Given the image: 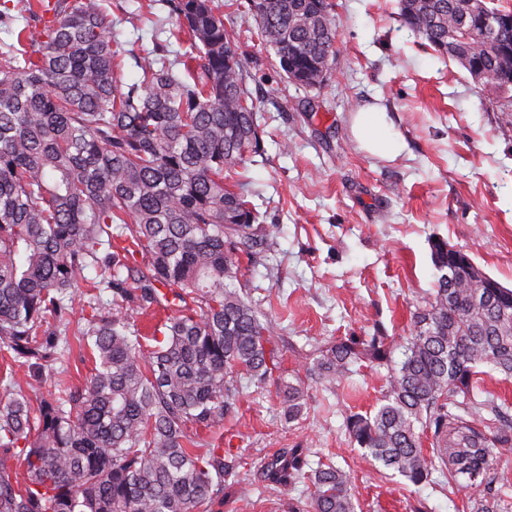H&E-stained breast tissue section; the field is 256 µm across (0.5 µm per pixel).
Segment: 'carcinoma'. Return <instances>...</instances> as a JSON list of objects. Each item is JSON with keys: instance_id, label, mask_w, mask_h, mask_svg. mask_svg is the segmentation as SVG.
<instances>
[{"instance_id": "cac0c4a2", "label": "carcinoma", "mask_w": 512, "mask_h": 512, "mask_svg": "<svg viewBox=\"0 0 512 512\" xmlns=\"http://www.w3.org/2000/svg\"><path fill=\"white\" fill-rule=\"evenodd\" d=\"M105 2L0 0V19L19 11L41 24L0 52V352L19 368L50 367L72 335L95 362L85 384L37 405L16 390L15 370L0 375V512H208L229 465L224 441L199 431L224 427L238 376L261 387L279 369L282 337L240 286L239 255L254 262L271 243L245 193L224 183L261 151L238 45L212 0H161L187 49L143 50L139 79L122 87ZM490 3L399 0L397 18L496 86L512 125V25L501 23L512 11ZM239 6L288 83L325 84L339 52L333 0ZM432 262L440 276L401 361L376 334L326 347L311 371L332 389L364 356L386 366L380 405L346 419L352 440L414 485L440 468L450 485L462 476L481 491L471 512H502L512 478L494 449L512 447V419L470 394L481 365L512 378V289L445 241ZM90 266L101 279L83 276ZM172 306L144 348L123 312ZM279 390L284 415L299 417L304 383ZM306 465L302 449L282 448L260 478L304 484L311 512H355L349 473Z\"/></svg>"}]
</instances>
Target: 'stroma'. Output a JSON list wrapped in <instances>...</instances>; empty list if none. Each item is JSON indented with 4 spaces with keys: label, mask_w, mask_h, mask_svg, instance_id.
<instances>
[{
    "label": "stroma",
    "mask_w": 512,
    "mask_h": 512,
    "mask_svg": "<svg viewBox=\"0 0 512 512\" xmlns=\"http://www.w3.org/2000/svg\"><path fill=\"white\" fill-rule=\"evenodd\" d=\"M149 2L112 0L117 83L137 81V56L167 38L172 20ZM397 2L335 0L339 53L313 91L286 84L234 0L213 2L239 47L263 131V154L246 155L236 179L274 241L269 258L242 264L240 283L283 338L280 375L302 378L307 392L301 416L289 421L276 383L241 380L223 429L208 434L223 439L235 463L213 512H237L243 491L247 512H307L303 484L284 491L259 477L282 448L350 472L356 512H469L479 495L449 492L437 471L413 485L351 440L346 418L378 406L387 367L360 361L331 390L309 372L327 344L378 330L401 359L397 347L434 288V239L512 288V126L488 106L498 91L401 28ZM374 106L402 145L387 158L363 149L353 131L357 114Z\"/></svg>",
    "instance_id": "stroma-1"
}]
</instances>
